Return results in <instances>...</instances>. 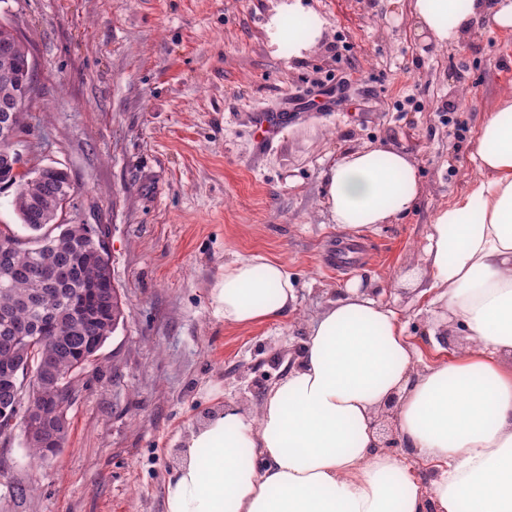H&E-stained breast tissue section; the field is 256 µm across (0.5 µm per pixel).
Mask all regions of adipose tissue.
Segmentation results:
<instances>
[{
    "instance_id": "obj_1",
    "label": "adipose tissue",
    "mask_w": 512,
    "mask_h": 512,
    "mask_svg": "<svg viewBox=\"0 0 512 512\" xmlns=\"http://www.w3.org/2000/svg\"><path fill=\"white\" fill-rule=\"evenodd\" d=\"M410 10L442 45L487 20L512 31V0H410ZM304 11L288 0L265 25L292 61L321 35L286 27ZM470 157L466 191L431 218L422 283L468 346L426 361L394 311L349 288L311 322L296 366L257 413L226 405L189 431L164 512H512V91L482 116ZM323 187L343 231L391 223L420 195L412 157L384 145L333 162ZM211 299L225 326L246 328L277 320L296 295L285 262L253 253L225 263ZM391 399L430 481L377 447Z\"/></svg>"
}]
</instances>
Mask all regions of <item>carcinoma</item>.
<instances>
[{"label":"carcinoma","mask_w":512,"mask_h":512,"mask_svg":"<svg viewBox=\"0 0 512 512\" xmlns=\"http://www.w3.org/2000/svg\"><path fill=\"white\" fill-rule=\"evenodd\" d=\"M30 78L24 46L8 60L0 56V104L13 96L19 82ZM0 184L16 186L14 207L19 219L38 233L36 247L24 248L15 235L0 230V242L12 245L7 259H0V385L50 365L53 373L27 390L24 401L50 402L46 419L60 426L62 446L76 392L73 370L96 356L87 348L91 337H99L102 345L117 329L124 318L121 301L112 285L105 240L86 224H55L56 200L71 193L66 172L36 178L18 174L1 161ZM53 225L57 234L44 231ZM93 286L112 293V313L95 311L86 319L74 317L71 301ZM7 336L28 337L26 348L12 349L5 343Z\"/></svg>","instance_id":"1"}]
</instances>
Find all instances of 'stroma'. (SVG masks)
<instances>
[{
  "label": "stroma",
  "instance_id": "1",
  "mask_svg": "<svg viewBox=\"0 0 512 512\" xmlns=\"http://www.w3.org/2000/svg\"><path fill=\"white\" fill-rule=\"evenodd\" d=\"M280 2L0 0L35 62L14 150L24 167L68 173L58 221L104 230L124 303L59 452L34 460L19 429L0 440V512H164L190 429L229 402L257 411L353 279L425 357L466 345L412 281L432 214L473 175L480 118L512 86V33L486 21L443 46L418 33L409 0H303L323 33L292 64L264 28ZM283 109L287 125L257 144V112ZM375 145L412 156L422 193L408 215L358 231L368 252L340 274L321 173ZM250 253L287 262L297 306L229 328L210 288Z\"/></svg>",
  "mask_w": 512,
  "mask_h": 512
}]
</instances>
